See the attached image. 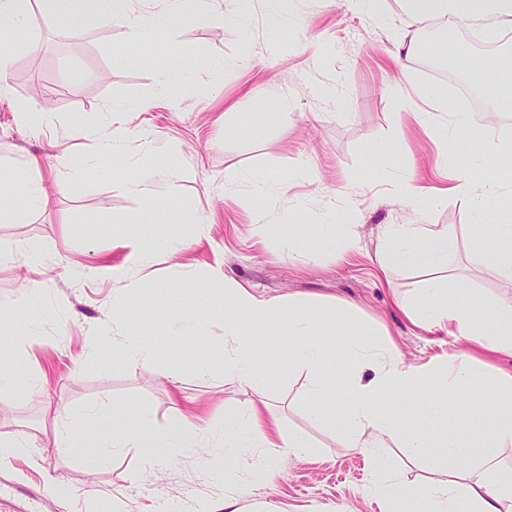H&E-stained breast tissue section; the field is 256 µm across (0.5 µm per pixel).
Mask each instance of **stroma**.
Masks as SVG:
<instances>
[{
  "instance_id": "35a3bbf8",
  "label": "stroma",
  "mask_w": 512,
  "mask_h": 512,
  "mask_svg": "<svg viewBox=\"0 0 512 512\" xmlns=\"http://www.w3.org/2000/svg\"><path fill=\"white\" fill-rule=\"evenodd\" d=\"M227 9L225 0H209L205 12L182 27L141 43L118 22L59 27L37 6L11 67L0 75V168L20 170L37 160L49 195L47 206L31 209L13 192L15 216L0 222V252L14 257L0 269V303L22 282L38 284L27 317L0 319L1 350L21 364L20 382L0 385V438L26 435L33 452L44 455L36 464L11 460L5 480L37 489L61 478L73 490L65 499L48 495L42 512H82L85 500L114 494L126 512H149L157 496L223 502L225 512H383L367 491L374 461L415 482L434 468L431 458L413 459L400 448L348 447L315 421L304 399L309 378L291 365V343L279 331L262 337L263 374L243 389L222 375L202 378L193 371V359L218 353V327H203L196 336L179 330L189 308H222L220 289L188 291L190 282L219 267L228 281L262 300L352 308L363 323L388 334L407 365L447 359L454 337L444 328L415 325L398 303L423 270L385 272L376 259L383 225H452L464 239L478 221L459 195L420 210L395 196L404 174L432 191L447 188L454 170L475 153L465 140L446 150L447 115L436 113L433 126L422 128L396 91L403 80L395 62L398 41L413 43L409 69L416 84L427 85L435 81L428 66L444 41L441 31L430 23L409 25L399 0H388L383 23L342 0H253L239 19L226 18ZM29 39L39 43L37 52L24 48ZM456 39L462 52L442 84L448 103L469 111L461 93L466 87L488 108L492 99L484 88L498 64L512 61V30L486 42L461 30ZM119 51L125 61L116 59ZM156 53L171 67L188 61V77L170 76L168 88L159 89L143 65ZM328 85L335 97L322 95ZM32 99L52 124L16 123L15 104ZM115 103L128 109L115 126L124 139L123 161L107 174L88 166L72 176L58 156L90 153L85 132L100 127ZM233 106L241 118L228 131L224 114ZM155 170L166 171L167 180L141 197L112 186ZM266 179L281 182L285 198L262 193ZM195 219L211 224L209 240H194ZM317 224L351 225L355 249L294 256L290 236ZM132 228L169 239L175 252L157 254L139 282L73 276L77 265L122 263L126 251L118 239ZM31 249L45 253L35 270L24 259ZM448 265L465 289L491 297L506 288L493 272L467 268L464 250ZM117 308L128 312L132 334L153 354L151 364L133 367L108 351L85 355L86 337L111 328ZM27 319L37 322L38 339L12 343ZM175 398L218 430L225 417L256 405L269 425L300 433L308 445L281 453L263 485L247 477L251 456L231 449L238 486L230 502L221 479L205 473L190 449L152 470L136 448L95 467L54 445L55 408H141L158 430L169 431L179 426L170 410Z\"/></svg>"
}]
</instances>
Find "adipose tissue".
Listing matches in <instances>:
<instances>
[{
	"label": "adipose tissue",
	"mask_w": 512,
	"mask_h": 512,
	"mask_svg": "<svg viewBox=\"0 0 512 512\" xmlns=\"http://www.w3.org/2000/svg\"><path fill=\"white\" fill-rule=\"evenodd\" d=\"M131 0H0V73L11 64L15 36L24 25L33 5L44 6L53 20L63 26L109 24L120 20L134 38L153 40L200 11L203 0H166L163 11L146 16L130 6ZM402 10L413 23L445 20L449 37L440 57L442 64L458 57L455 35L464 26L473 27L494 20L512 29V0H402ZM458 193L466 195L477 211L491 201L504 197L512 188V172L482 182H473L468 171L457 176ZM493 246H486V236ZM338 252L350 250L354 238L348 225L320 224L294 237V254L307 256L327 243ZM123 245L128 253L124 264L104 263L93 272L104 279L133 280L149 266L154 254L167 249L166 241L142 239L132 235ZM467 260L477 269H487L512 284V205L496 209L490 226L474 225L467 240ZM455 230L439 231L428 224H387L382 229L378 262L382 270L417 266L432 271L414 300L402 306L412 320L422 326L450 325L459 343L458 349L440 364L410 367L403 363L389 341L362 326L344 308L328 310L326 318L296 304L283 305L258 299L246 288L226 282L221 269H212L209 277L224 286V310H189L184 316V331L196 333L206 323L219 322L222 330V356L219 364H196L200 374L220 369L225 379L240 386H251L261 374L258 362V334L271 327L284 329L294 344L291 358L295 366L311 377L306 400L317 420L325 427L341 431L353 448H384L395 444L413 457L434 455L435 465L444 479L419 485L404 479L379 475L372 491L385 512H512V465L498 461L495 452L512 446V373L497 374L491 389L469 409L466 417L468 436L460 440L449 436L435 441L427 434L413 431L405 419L391 407L393 396L430 394L432 387L452 395L469 388L481 372L472 362V351L512 356V293L503 292L483 300L466 290H454V276L448 271V256L456 252ZM126 317L114 312L110 342L113 352L132 365L149 361V351L126 334ZM99 336L87 339V351L99 355L103 342ZM344 356L349 367L344 406L336 404V379L329 366ZM371 368L373 376L362 380L360 373ZM250 421L249 447L259 449L250 469L252 483L265 484L281 449L305 447L297 433H270L262 424L256 407L247 411ZM65 427L57 431L59 448L88 449L92 464H100L127 448H138L147 466L171 460L187 448L196 449L208 465L221 462L223 448L238 445L235 421L224 423L223 435L207 434L190 421H182L178 430L160 433L151 416L140 409H125L104 421L88 412L72 418L69 411L56 415Z\"/></svg>",
	"instance_id": "obj_1"
}]
</instances>
